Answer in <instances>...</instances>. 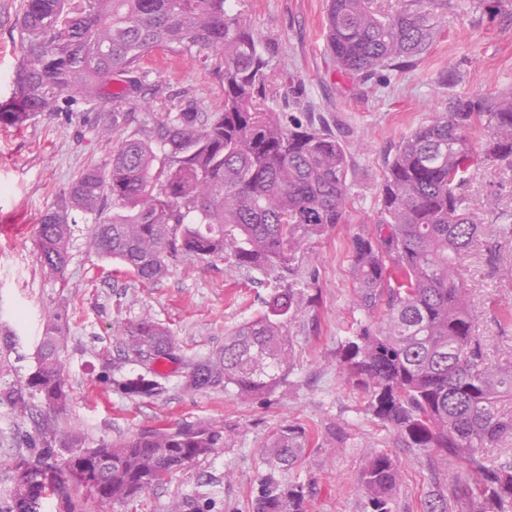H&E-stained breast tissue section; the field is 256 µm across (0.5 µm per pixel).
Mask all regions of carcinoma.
<instances>
[{
    "label": "carcinoma",
    "mask_w": 512,
    "mask_h": 512,
    "mask_svg": "<svg viewBox=\"0 0 512 512\" xmlns=\"http://www.w3.org/2000/svg\"><path fill=\"white\" fill-rule=\"evenodd\" d=\"M450 0H415V8L381 13L371 0H328L327 46L341 73L366 85L381 72L417 61L437 41ZM21 56L0 125L19 128L69 101H99L94 128L125 125V106L155 50L211 49L224 64V110L204 112L189 100L152 112L102 165L84 168L37 229L41 266L65 283L76 216L94 219L97 255L123 264L151 283L188 259L227 256L235 267L265 273L288 269L289 225L344 224L350 202L349 157L322 121L288 128L262 108L271 94L274 49L255 33L232 0H21ZM120 87L112 88V76ZM487 130L475 151L470 131ZM484 162L512 166V93L452 101L403 139L385 161L373 224L352 240L358 305L367 315L336 348L345 380L363 390L367 410L396 431L408 448L439 452L468 465L451 495L435 489L421 512H512V455L488 451L512 440V358L488 362L477 336L459 260L484 221L467 194ZM295 304L277 287L267 311L224 337V347L188 357L171 332L151 317L121 330L123 360L146 373L114 381L125 394L154 397L168 372L182 370L183 389L266 394L280 381L291 348L281 318ZM66 308L51 311L36 350V368L22 388L0 389V404L22 413L29 398L56 416L70 411L61 352ZM313 433L300 424L279 429L266 448L265 471L252 512H307L308 491L279 473L298 465ZM62 442L80 451L59 457ZM224 429L177 423L102 440L89 447L72 434L42 438V446L0 464L13 471L34 462L39 492L62 512L102 504L99 485L112 482V504L125 503L217 448ZM397 461L371 456L362 471L363 512H393ZM14 487L0 512H38Z\"/></svg>",
    "instance_id": "obj_1"
}]
</instances>
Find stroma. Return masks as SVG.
<instances>
[{
	"mask_svg": "<svg viewBox=\"0 0 512 512\" xmlns=\"http://www.w3.org/2000/svg\"><path fill=\"white\" fill-rule=\"evenodd\" d=\"M457 2L441 39L416 66L362 88L337 69L327 50L326 0H238L255 32L275 49L274 107H286L296 124L321 116L351 155L346 223L296 227L282 273L262 275L213 258L179 263L145 285L120 263L102 261L89 250L92 222L83 219L74 226L68 285L59 287L37 258L39 219L79 171L108 161L126 133L91 132L101 109L97 102L39 114L19 129L0 125V331L10 332L13 343L0 357V388L24 382L36 365L45 313L64 306L70 332L62 361L74 398L72 415L61 418L37 407L20 414L0 406V458L28 453L40 431L73 425L90 446L164 424L206 421L226 429L223 448L124 503L119 512H251L262 454L273 432L289 424L316 434L302 465L281 474L283 481L307 485V512H362L360 474L378 451L398 461L394 512H420L421 499L434 485L445 488L464 475L462 461L399 445L394 430L367 411L365 395L336 366L339 341L364 317L352 276V239L375 216L388 156L450 100L512 91V0ZM19 4L0 0V102L11 93L21 54ZM143 69L145 81L127 103L131 124L142 123L147 111L164 112L189 99L208 112L224 107L216 53L160 50ZM469 195L487 233L496 234L494 213L512 211V168L480 167ZM497 242V261H490L480 241L461 263L493 362L512 355V236H498ZM279 280L297 300L284 320L293 355L269 394L188 393L174 378L161 395L140 398L104 379L101 357L117 359V332L129 322L151 316L188 354L203 356L264 311Z\"/></svg>",
	"mask_w": 512,
	"mask_h": 512,
	"instance_id": "1",
	"label": "stroma"
}]
</instances>
